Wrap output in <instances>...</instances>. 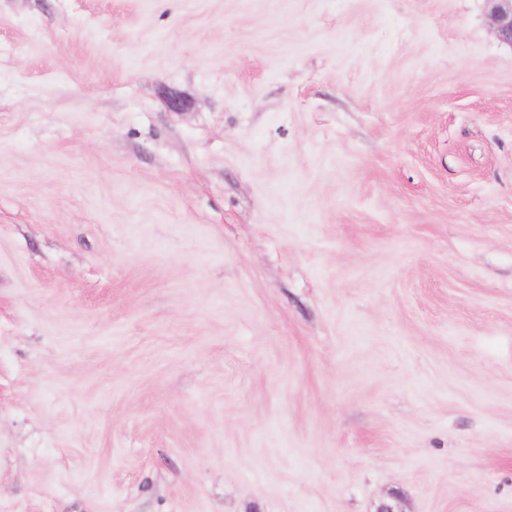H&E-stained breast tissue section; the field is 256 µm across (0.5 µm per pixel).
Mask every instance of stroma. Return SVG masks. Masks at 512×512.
Returning a JSON list of instances; mask_svg holds the SVG:
<instances>
[{"instance_id":"obj_1","label":"stroma","mask_w":512,"mask_h":512,"mask_svg":"<svg viewBox=\"0 0 512 512\" xmlns=\"http://www.w3.org/2000/svg\"><path fill=\"white\" fill-rule=\"evenodd\" d=\"M489 9L0 0V512H512Z\"/></svg>"}]
</instances>
